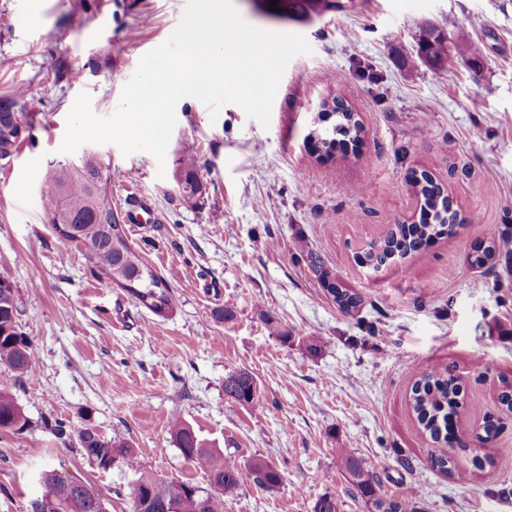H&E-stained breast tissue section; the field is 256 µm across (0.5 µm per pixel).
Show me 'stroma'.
<instances>
[{"mask_svg": "<svg viewBox=\"0 0 512 512\" xmlns=\"http://www.w3.org/2000/svg\"><path fill=\"white\" fill-rule=\"evenodd\" d=\"M234 2L248 23L313 48L288 64L269 127L234 104L211 118L186 97L164 162L99 147L113 207L143 199L156 216L126 231L176 298L158 316L101 275L86 245L55 232L39 188L63 157L76 98L89 94L94 114H112L186 0H0V96L25 87L35 114L20 149L0 158V277L13 285L36 363L33 376L0 383L32 423L0 432V512H27L47 466L90 480L107 512H131L136 475L88 465L77 442L88 426L127 443L142 469L208 488L169 434L176 418L238 465L224 512H313L324 496L338 512H368L339 467L343 453L418 512H512V414L497 403L512 382V264L467 262L476 243L512 237V0H349L309 22L271 13L272 0ZM428 21L479 42L480 75L458 60L438 76L415 60ZM60 57L78 78L56 79ZM336 96L364 132L327 156L308 137V107ZM183 152L198 158L204 186L193 209L174 190ZM414 171L445 186L462 224L386 267L362 264L359 253L392 225L423 221ZM324 269L361 296L358 312H340ZM224 309L231 319L217 318ZM309 336L318 356L305 349ZM448 366L462 379L461 448L433 442L410 404L422 374ZM239 369L257 385L243 405L224 394ZM55 421L66 439L50 430ZM438 453L456 459L452 475L432 468ZM476 456L495 481L472 466ZM257 459L281 472L278 486L254 483Z\"/></svg>", "mask_w": 512, "mask_h": 512, "instance_id": "35a3bbf8", "label": "stroma"}]
</instances>
